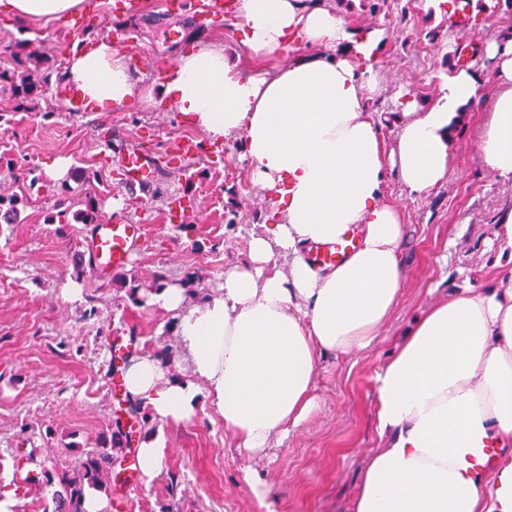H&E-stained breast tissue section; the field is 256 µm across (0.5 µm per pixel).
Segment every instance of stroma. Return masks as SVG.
<instances>
[{"label": "stroma", "mask_w": 512, "mask_h": 512, "mask_svg": "<svg viewBox=\"0 0 512 512\" xmlns=\"http://www.w3.org/2000/svg\"><path fill=\"white\" fill-rule=\"evenodd\" d=\"M136 2L132 9L127 0H99L98 11L81 12L75 32L64 19L19 20L0 11V41H28L53 66L66 64L89 40H112L140 88L109 112L67 111L53 93L18 112L10 83L0 81V164L13 171L0 180V194L26 202L19 223L0 224V499L14 500L15 512H53L50 475L72 467L110 429L120 407L109 382L110 337H133L134 355L179 353L169 313L133 304L111 275L78 268L88 225L50 224L47 216L85 194L100 196L102 217L145 227L127 268L136 282L150 284L164 271L178 286L196 273L204 292L216 290L225 270L244 261L250 236L275 221L270 201L252 185L241 138L206 140L158 93L167 65L191 43L215 41L227 56L243 53L231 0H222L220 22L203 19L202 0ZM451 14L450 0H398L378 16L346 11L352 29L388 32L374 61L385 91L371 105L385 142L393 140L403 90L418 91L425 103L435 97L449 43L467 51L487 94L497 91L483 49L494 32L512 30V12L479 0L467 25H451ZM483 119L470 113L457 128L448 180L426 196H409L396 174L388 175L383 197L407 224L403 294L367 349L320 362L313 414L259 454L237 448L213 413L200 411L180 424L151 420L144 432L163 435L164 469L148 484L126 478L107 512H352L362 472L383 445L373 418L377 372L426 305L458 288L495 284L512 268V247L495 236L500 211L512 207V182L484 167L477 147ZM186 143L194 150L180 155ZM129 149L154 156L160 166L153 185L134 194L119 186ZM58 158L68 164L61 179L49 171ZM116 200L121 208H113ZM72 282L83 290L75 303L62 296ZM250 470L261 474L270 494L252 492L245 480Z\"/></svg>", "instance_id": "stroma-1"}]
</instances>
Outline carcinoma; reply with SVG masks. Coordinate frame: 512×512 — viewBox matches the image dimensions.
Instances as JSON below:
<instances>
[{
  "label": "carcinoma",
  "mask_w": 512,
  "mask_h": 512,
  "mask_svg": "<svg viewBox=\"0 0 512 512\" xmlns=\"http://www.w3.org/2000/svg\"><path fill=\"white\" fill-rule=\"evenodd\" d=\"M27 43L9 41L0 44V59L12 61L14 74L0 72V80L12 82L13 96L17 105L21 106L29 100L46 94L52 90L53 77L63 81L55 67L44 66V59L36 52H27ZM23 198L12 195L5 197L0 194V221L16 224L19 221V205ZM100 198L88 194L81 200V208L76 210L72 219L77 224H95L100 218ZM131 443L128 435L123 432L120 421H115L109 437L105 438L98 448L85 450L81 453L78 465L73 470L57 473L58 483L63 491L56 497V512H85V488L98 487L105 480H110L115 457L111 449L124 448Z\"/></svg>",
  "instance_id": "1"
}]
</instances>
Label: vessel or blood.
Here are the masks:
<instances>
[{
  "mask_svg": "<svg viewBox=\"0 0 512 512\" xmlns=\"http://www.w3.org/2000/svg\"><path fill=\"white\" fill-rule=\"evenodd\" d=\"M66 108L72 112L94 111V103L71 85L57 91ZM158 162L154 157L136 150L127 151L121 161V180L127 191L135 192L152 184ZM144 234L140 224L104 219L90 228L88 250L97 271L110 273L126 268L130 255ZM355 249V238L344 235L339 241L325 243L313 250L309 259L315 265H333L345 259Z\"/></svg>",
  "mask_w": 512,
  "mask_h": 512,
  "instance_id": "b4317fda",
  "label": "vessel or blood"
}]
</instances>
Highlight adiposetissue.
Here are the masks:
<instances>
[{
	"label": "adipose tissue",
	"mask_w": 512,
	"mask_h": 512,
	"mask_svg": "<svg viewBox=\"0 0 512 512\" xmlns=\"http://www.w3.org/2000/svg\"><path fill=\"white\" fill-rule=\"evenodd\" d=\"M85 0H0L21 19H57ZM242 43L257 67L243 71L223 45L198 43L171 65L165 99L208 140L242 135L252 182L272 199L278 222L251 236L248 263L219 288L192 298L153 291L172 313L188 371L138 354L124 367L126 393L158 420L179 424L209 408L238 447L261 451L316 407L321 356L366 349L390 320L405 283L402 212L383 202L388 172L406 192L429 194L448 178L452 134L482 102L472 71L442 77L429 107L405 105L392 143L368 105L384 87L378 68L358 66L381 31L357 39L334 0H239ZM302 46L278 59L288 38ZM487 55L498 90L478 148L488 171L512 181V38ZM100 111L133 97L136 81L111 40L74 50L64 70ZM361 230L357 248L315 268L309 249ZM382 448L369 459L353 512H512V454L473 467L466 456L488 439L512 444V282L461 288L431 305L376 377Z\"/></svg>",
	"instance_id": "adipose-tissue-1"
}]
</instances>
